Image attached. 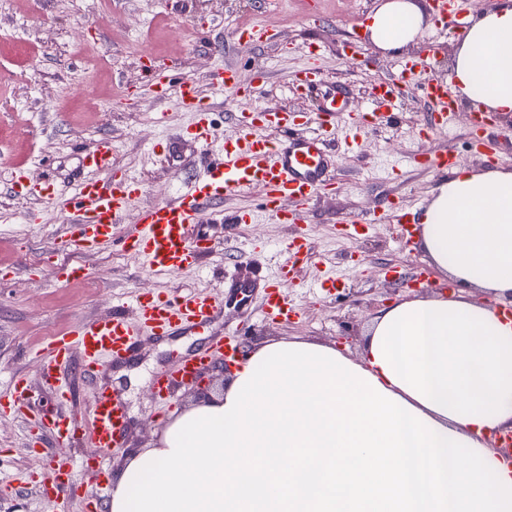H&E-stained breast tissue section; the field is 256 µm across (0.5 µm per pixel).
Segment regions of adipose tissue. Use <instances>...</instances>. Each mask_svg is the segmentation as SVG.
Here are the masks:
<instances>
[{"mask_svg": "<svg viewBox=\"0 0 512 512\" xmlns=\"http://www.w3.org/2000/svg\"><path fill=\"white\" fill-rule=\"evenodd\" d=\"M421 25L413 0H386L368 31L397 50ZM451 80L512 113V0L469 19ZM416 222L457 292L380 309L357 360L258 346L125 461L108 512H512V467L487 446L512 427V316L462 293L512 296V171L454 170Z\"/></svg>", "mask_w": 512, "mask_h": 512, "instance_id": "ef3b65f1", "label": "adipose tissue"}]
</instances>
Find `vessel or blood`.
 Segmentation results:
<instances>
[{
	"instance_id": "b4317fda",
	"label": "vessel or blood",
	"mask_w": 512,
	"mask_h": 512,
	"mask_svg": "<svg viewBox=\"0 0 512 512\" xmlns=\"http://www.w3.org/2000/svg\"><path fill=\"white\" fill-rule=\"evenodd\" d=\"M148 83L160 101H175L183 110L195 113L196 122L187 137L197 144L211 138L210 109L204 104L196 83L172 82L170 74L158 66L145 67ZM400 96L396 80L378 77L373 81V100L381 107L395 108ZM424 101L434 114L436 130L448 129V91L444 83L425 86ZM239 132L225 139L223 149L210 162L205 172L195 177L177 197L139 208L138 228L124 240L126 251L143 260L158 275L179 274L195 268L205 250L204 240H191L189 229L220 204L225 196L246 191L252 185L264 189V208L278 212L281 222L300 224L304 212L325 186L326 172L339 146L353 147L356 130H349L343 142H336L325 131L303 133L288 112L271 111L251 104L237 115ZM118 147L113 140H100L97 147L83 157L89 176L70 197L66 212L69 243L84 253H93L112 242V229L123 223L142 186L131 179H117ZM10 189L15 193L37 196L43 203L58 201L53 181L28 184L23 172H14ZM293 201V209L282 204ZM287 260L279 269L280 278L298 272L312 261L307 238L298 237L283 248ZM222 300L209 292L194 290L137 300L134 317L124 309L79 323L68 332L50 338L40 356L43 376L52 380L59 368L78 364L89 383H96L100 370L107 365L127 361L138 349L142 329L151 335L165 336L178 328L207 327L221 311ZM264 312L272 318L288 319L295 306L277 292L265 296ZM226 362L241 357V346L234 340L216 336L205 346L182 357L176 365L157 372L153 393L159 403H166L173 387L189 381L210 369L214 356ZM30 391L25 376H16L8 390L0 394V416L19 415ZM45 433L59 442H78L90 438L93 447H119L127 426L126 409L119 396L98 388L84 423L67 417L41 421ZM78 463L72 456H56L51 484L36 482L21 473L20 482L35 485L41 496L71 489L72 473ZM95 480L87 491L89 502L103 504L110 489V468L106 459L91 463Z\"/></svg>"
}]
</instances>
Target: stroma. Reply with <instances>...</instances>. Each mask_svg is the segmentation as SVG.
I'll use <instances>...</instances> for the list:
<instances>
[{
	"mask_svg": "<svg viewBox=\"0 0 512 512\" xmlns=\"http://www.w3.org/2000/svg\"><path fill=\"white\" fill-rule=\"evenodd\" d=\"M101 0H0V391L12 375L26 376L31 391L30 417L49 418L64 412L83 420L90 402L88 384L77 368L62 370L57 385L47 384L36 351L50 336L86 319L105 315L113 306L132 307L137 295L206 287L223 299V308L209 333L180 329L166 341L144 335L134 362L143 382L123 391L128 412L123 447L101 452L87 445L76 455L86 460L108 456L118 469L137 448L154 447L164 423L203 398L221 392L220 380L206 386L176 387L169 407L153 397L160 368L174 365L186 350L205 345L209 336L240 335L249 348L271 341L302 340L340 346L360 358L367 328L382 307L397 300L386 271L411 272L428 266L419 243L403 246L385 217L389 206L423 211L442 178L431 167L413 166L416 153L444 151L461 168L482 170L498 165L512 169V119L492 121L498 162L478 153L468 125L466 97L456 96L454 118L447 133L432 134V116L422 100V84L405 96L396 119L366 126L358 149L338 153L329 169L332 187L311 204L307 222L295 227L261 213L264 191L250 190L225 197L224 213L258 210L252 224H219L203 220L191 237L206 238L209 253L199 268L159 278L135 256L108 246L93 254L67 249L66 214L28 195L8 191L14 166L23 167L31 183L55 180L72 194L86 171L82 152L109 138L120 145V171L143 187L137 205L174 199L199 172L224 139L234 137L231 120L234 95L216 90L211 74L232 64L242 85L254 76V102L270 110L287 109L316 126L332 99L345 101L346 113L365 111L375 77L394 73L402 58L421 53L423 43L438 47L427 78L445 82L464 29L460 21L429 23L419 41L401 55L364 43L369 63L349 62L343 46L359 32L377 4L375 0H111L110 14ZM263 26L275 42L242 47L243 28ZM144 41L149 56L178 77L194 81L210 104L215 139L180 153L162 156L155 144L173 140L193 121L192 113L174 102L158 101L143 85L139 56L128 45ZM324 75L318 89L292 92L291 77L306 65ZM89 95H80V88ZM165 123H155L156 113ZM375 217L363 238L338 235L350 216ZM308 233L314 251L311 265L297 278L279 284L300 313L290 323L263 319L264 281L273 277L281 252L295 231ZM82 262L89 276L80 282L59 278V265ZM338 271L341 283L332 290L310 289V282ZM68 389L61 399L60 389ZM58 446L21 423L0 417V478L27 470L40 481L51 478L49 458ZM0 512H87L83 498L42 499L33 495L1 497Z\"/></svg>",
	"mask_w": 512,
	"mask_h": 512,
	"instance_id": "1",
	"label": "stroma"
}]
</instances>
